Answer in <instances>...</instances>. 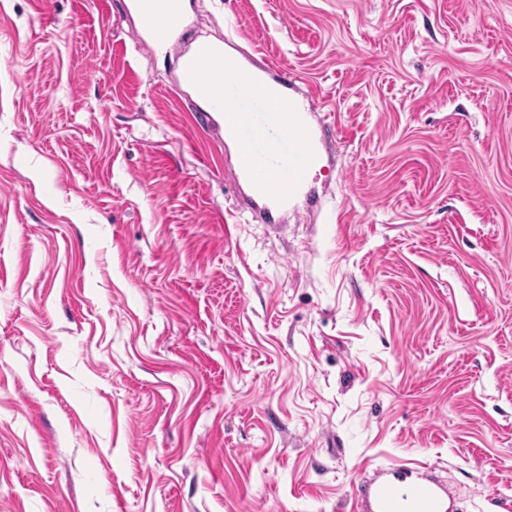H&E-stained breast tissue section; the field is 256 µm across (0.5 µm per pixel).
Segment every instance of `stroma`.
Returning a JSON list of instances; mask_svg holds the SVG:
<instances>
[{
  "instance_id": "stroma-1",
  "label": "stroma",
  "mask_w": 512,
  "mask_h": 512,
  "mask_svg": "<svg viewBox=\"0 0 512 512\" xmlns=\"http://www.w3.org/2000/svg\"><path fill=\"white\" fill-rule=\"evenodd\" d=\"M0 0V512H350L409 460L512 503V0ZM302 82L288 209L181 61ZM132 6L139 13L145 31L141 48L149 51L170 41L177 27L163 23L162 19L177 18L180 22L184 12L183 0H134Z\"/></svg>"
}]
</instances>
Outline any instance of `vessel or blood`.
Instances as JSON below:
<instances>
[{
    "label": "vessel or blood",
    "mask_w": 512,
    "mask_h": 512,
    "mask_svg": "<svg viewBox=\"0 0 512 512\" xmlns=\"http://www.w3.org/2000/svg\"><path fill=\"white\" fill-rule=\"evenodd\" d=\"M132 6L145 31L141 46L149 51L170 41L171 21L184 12L183 0H133ZM187 71L198 89L229 102L224 132L238 145L239 174L253 195L287 204L303 189L314 158L306 101L292 92L295 75L272 62L251 70L208 43L193 47ZM283 100L289 111H279ZM353 498L358 512H447L439 486L407 463L380 472L366 488L354 489Z\"/></svg>",
    "instance_id": "obj_1"
}]
</instances>
